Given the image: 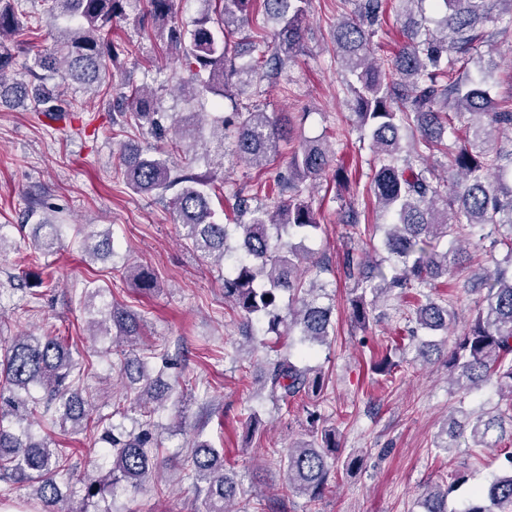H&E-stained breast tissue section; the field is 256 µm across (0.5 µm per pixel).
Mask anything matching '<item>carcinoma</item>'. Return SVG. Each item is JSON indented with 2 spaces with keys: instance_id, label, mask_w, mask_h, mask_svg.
Listing matches in <instances>:
<instances>
[{
  "instance_id": "carcinoma-1",
  "label": "carcinoma",
  "mask_w": 512,
  "mask_h": 512,
  "mask_svg": "<svg viewBox=\"0 0 512 512\" xmlns=\"http://www.w3.org/2000/svg\"><path fill=\"white\" fill-rule=\"evenodd\" d=\"M191 24L171 23L175 0H147L141 21L165 36L170 49L188 72L182 96L189 100L211 95L234 96L279 74L303 50L310 0H203L207 5ZM49 11L63 20L52 44L34 57L33 80H8L15 47L30 32L20 0H0V101L31 99L39 111L69 112L43 89L40 81L57 77L94 86L117 57L112 43V19L124 13L128 0H45ZM354 9L336 21V62L351 94L349 107L359 140H369L373 154L369 191L383 217L381 246L389 270L370 259L375 248L370 225L360 224L350 208L341 221L348 227L349 246L342 257L345 280L352 285L348 299L353 327L365 330L373 312L383 303L410 292L417 300L415 326L407 336L417 354L445 357L453 385L473 391L486 384L506 399L485 413L463 408L450 415L442 432V449L456 447L465 436L473 448H496L512 442V138L497 148L499 135L512 133V97L491 94L499 63L483 44L496 34L503 15L512 25V0H433L439 17L426 16V0H397L404 42L390 61L377 63L371 39L382 26L388 0H352ZM273 23L271 38L244 35L256 14ZM129 118L167 141L171 150L144 155L133 145L122 151L120 175L135 192L164 195L173 191L170 204L178 217L183 240L204 261L224 268V304L241 318L242 338L250 353L266 342L257 340L254 324L266 325L265 334L286 335L308 358L317 346L330 345L333 332L332 294L321 275L324 259L307 249L321 224L311 197L306 195L330 168L336 185L350 183L347 166L322 139L295 138L288 114L273 118L266 112H176L163 110L146 86L126 96ZM211 120L219 142L206 150L209 171L171 162V151L200 146L199 132ZM231 155L252 169L263 171L291 145L288 195L267 203L259 190L244 184L233 192L240 220L221 224L211 208V195L224 180V141ZM448 166L431 162L435 154ZM36 246L51 250L61 242L62 225L45 220L36 225ZM491 258L492 266L460 274L473 254ZM126 273L136 286L157 287L154 274L141 266ZM463 282L464 292L477 293L465 331L448 347L420 338V334L448 330L456 319L454 307L432 299L425 289L440 277ZM288 292V307L281 309L279 293ZM86 307L93 314L90 336L107 338L121 349L115 354L121 377L135 392L140 417L131 426L94 415L95 407L74 386L77 362L68 342L59 336H20L0 349V472L5 471L33 487L44 502H60L58 479L70 477L67 458L47 435L38 434L29 405L43 403L55 409V421L83 427L97 434L101 454L96 469L101 477L83 476L72 488L78 498L68 512H88L94 501L107 502L121 484L137 490L158 466L159 447L154 415L164 408L175 386L154 378L136 350L142 318L128 307L106 299L105 290L87 293ZM263 376L260 393L273 408L324 395L325 373L288 351L269 347L260 358ZM308 439L291 446L280 460L281 493L303 496L307 506L321 501L341 474L357 460L342 458L336 429L320 423L312 411ZM505 474L477 488L461 509L448 506L450 495L463 484L426 486L417 505L420 512H512V452L504 453ZM191 472L195 477L202 512H237L239 481L224 457L205 442L192 444Z\"/></svg>"
}]
</instances>
